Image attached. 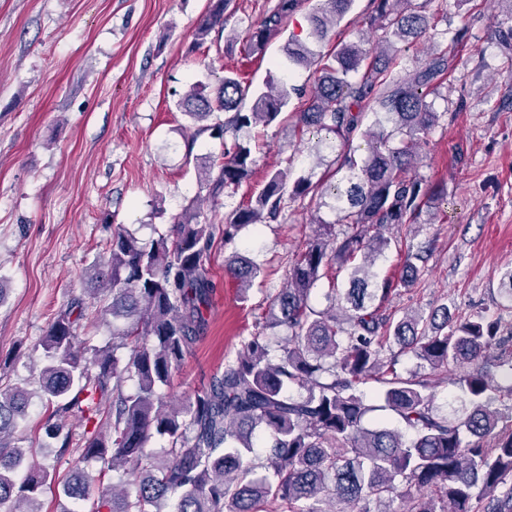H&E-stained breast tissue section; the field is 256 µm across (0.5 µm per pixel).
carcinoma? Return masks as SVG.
<instances>
[{
	"instance_id": "cac0c4a2",
	"label": "carcinoma",
	"mask_w": 512,
	"mask_h": 512,
	"mask_svg": "<svg viewBox=\"0 0 512 512\" xmlns=\"http://www.w3.org/2000/svg\"><path fill=\"white\" fill-rule=\"evenodd\" d=\"M210 2L197 29L201 39L225 23L229 0ZM352 3L317 0L307 36L292 32L282 47L278 81L258 88L229 70L215 96L194 83L177 101L184 115L204 122L197 133L222 140L232 133L217 176L198 166L215 201L252 174L254 149L240 133L279 121L292 96L302 95L291 83L295 74L315 68L295 128L318 135L316 153L336 152V183L325 186L311 171L296 176L286 167L222 224L190 204L148 247L118 227L86 272L97 283L96 318L112 323V350L79 340L88 307L73 298L33 346L41 352L36 392L0 385V512H42L40 496L53 485L89 503L87 512H398L391 508L397 500L407 512H512V382L498 381L500 374L512 379V327H502V313L512 311V267L499 272L498 311L465 315L450 314L446 304L387 314L382 304L394 284L375 270L391 247L384 229L414 224L435 195L412 171L420 136L441 117L430 96L450 68L444 48L401 74L393 42L459 44L468 26L437 29L428 0H371L368 29L382 31V42L361 32L334 51L318 49ZM302 4L277 0L247 30V55L262 53ZM216 112L224 119L206 123ZM316 190V208H329L335 220H311L314 230L289 263L288 284L271 298L256 331L206 384L182 400H165L162 388L207 329L217 240L277 220L287 204ZM225 267L239 299L248 301L261 267L237 253ZM325 277L329 306L321 310L311 299ZM409 352L420 369L405 374L400 356ZM461 365L468 366L458 379L465 399L445 414L434 405V378ZM127 380L131 391L124 390ZM371 380L380 385L372 399L363 390ZM35 393L46 402V430L61 438L62 453L120 472L119 485L93 490L79 472L62 479L45 466H30L15 480L31 453L21 445V420ZM505 398L509 405L495 407ZM375 411L394 415L404 429L369 420ZM74 412L109 432L77 439L63 432ZM154 438L168 445L160 459L147 451Z\"/></svg>"
}]
</instances>
